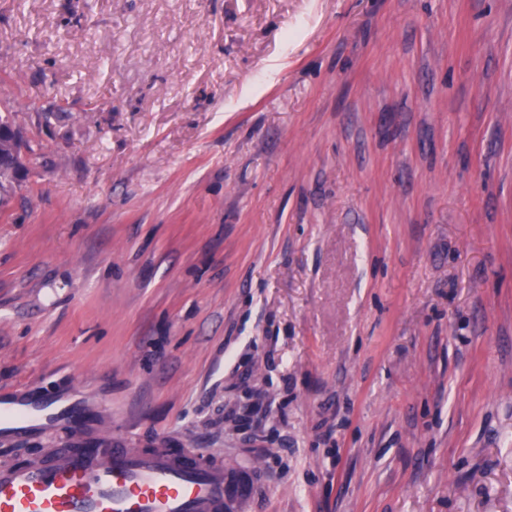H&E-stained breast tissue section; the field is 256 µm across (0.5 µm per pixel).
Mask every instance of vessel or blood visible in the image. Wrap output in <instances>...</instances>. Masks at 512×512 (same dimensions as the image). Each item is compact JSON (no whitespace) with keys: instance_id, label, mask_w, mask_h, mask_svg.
<instances>
[{"instance_id":"obj_1","label":"vessel or blood","mask_w":512,"mask_h":512,"mask_svg":"<svg viewBox=\"0 0 512 512\" xmlns=\"http://www.w3.org/2000/svg\"><path fill=\"white\" fill-rule=\"evenodd\" d=\"M63 421L90 426L83 393L0 395V439L22 440ZM255 476L196 448L145 452L97 436L38 462L1 465L0 512H242L253 492L241 480Z\"/></svg>"}]
</instances>
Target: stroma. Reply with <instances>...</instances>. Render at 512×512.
Masks as SVG:
<instances>
[{
  "label": "stroma",
  "instance_id": "35a3bbf8",
  "mask_svg": "<svg viewBox=\"0 0 512 512\" xmlns=\"http://www.w3.org/2000/svg\"><path fill=\"white\" fill-rule=\"evenodd\" d=\"M0 113L1 392L247 512H512V0H0ZM14 152H17L16 144L11 138H0V208L1 210L8 206L12 195L15 192V182L17 180V166L22 162L21 154L16 156L15 166L11 160L14 158ZM62 421L78 429L91 425V414L83 393L46 397L31 390L0 395V439H26Z\"/></svg>",
  "mask_w": 512,
  "mask_h": 512
}]
</instances>
